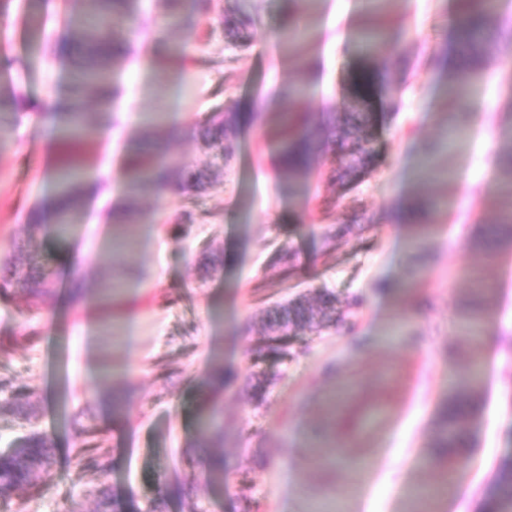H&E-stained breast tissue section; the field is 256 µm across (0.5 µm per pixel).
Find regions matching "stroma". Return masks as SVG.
<instances>
[{"instance_id":"obj_1","label":"stroma","mask_w":512,"mask_h":512,"mask_svg":"<svg viewBox=\"0 0 512 512\" xmlns=\"http://www.w3.org/2000/svg\"><path fill=\"white\" fill-rule=\"evenodd\" d=\"M182 0L163 28L166 0H142L109 99L85 98L76 146L39 125L50 91L65 89V49L93 35L64 25V0H8L0 14V97L9 148L0 154V251L34 243L59 287L31 335L28 298L0 299V403L26 391L29 415L0 412V453L37 431L52 464L14 492L9 512H482L512 461V253L475 245L499 216L498 156L512 151V43L465 90L464 139L444 147L454 69L440 65L455 0H309V37L278 44L285 0ZM251 17L236 38L225 9ZM313 65L295 111L318 124L357 101L370 112L372 169L350 190L337 158L318 146L298 192L278 164L279 110L241 122L234 154L215 165L202 147L214 112H243L287 93ZM168 131L169 176L205 171L204 191L127 190L144 123ZM89 164V199L68 240L52 223L30 235L68 157ZM134 198L128 220L111 223ZM429 210L433 231L394 219L402 198ZM296 255L284 277L272 254ZM494 290V345H481L485 384L473 444L456 470L431 454L438 409L469 347L454 320L472 296L469 271ZM80 293H73V284ZM335 322L283 336L265 353V308L319 291ZM235 378L224 395L223 474L208 475L198 445L216 365ZM124 397L113 412V395ZM99 452L82 454L88 428Z\"/></svg>"}]
</instances>
